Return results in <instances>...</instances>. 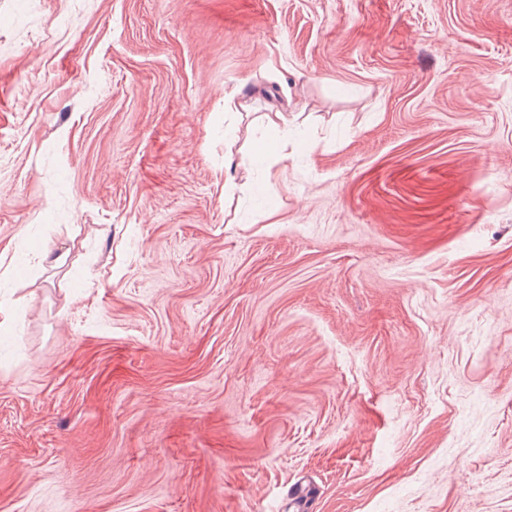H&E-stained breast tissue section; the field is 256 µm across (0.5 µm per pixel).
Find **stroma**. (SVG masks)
<instances>
[{
    "label": "stroma",
    "mask_w": 512,
    "mask_h": 512,
    "mask_svg": "<svg viewBox=\"0 0 512 512\" xmlns=\"http://www.w3.org/2000/svg\"><path fill=\"white\" fill-rule=\"evenodd\" d=\"M0 512H512V0H0Z\"/></svg>",
    "instance_id": "obj_1"
}]
</instances>
